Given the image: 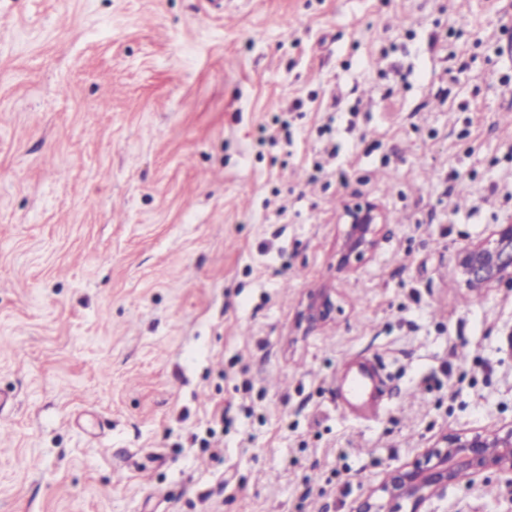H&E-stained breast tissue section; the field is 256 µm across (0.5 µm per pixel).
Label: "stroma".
<instances>
[{"label":"stroma","mask_w":512,"mask_h":512,"mask_svg":"<svg viewBox=\"0 0 512 512\" xmlns=\"http://www.w3.org/2000/svg\"><path fill=\"white\" fill-rule=\"evenodd\" d=\"M507 15L0 0V512H356L512 421V284L456 268L512 217ZM358 201L383 222L345 272ZM461 498L512 512L496 474L401 512ZM371 382L372 375L368 370L349 365L344 380L345 401L358 403L367 409L373 410L375 402L369 393Z\"/></svg>","instance_id":"obj_1"}]
</instances>
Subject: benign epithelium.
<instances>
[{"mask_svg":"<svg viewBox=\"0 0 512 512\" xmlns=\"http://www.w3.org/2000/svg\"><path fill=\"white\" fill-rule=\"evenodd\" d=\"M345 229L340 252L341 264L350 257L361 258L377 244V226L381 214L371 203H356L344 211ZM457 266L468 286L512 283V218L498 225L492 236L467 246L457 256ZM329 297L320 293L307 307V320L326 319ZM495 471L512 476V423L493 430L444 436L416 459L387 474L378 491L381 501H365L359 512H399L401 502L417 506L431 499L447 497L448 486L457 482V474L470 477V485Z\"/></svg>","mask_w":512,"mask_h":512,"instance_id":"1","label":"benign epithelium"}]
</instances>
